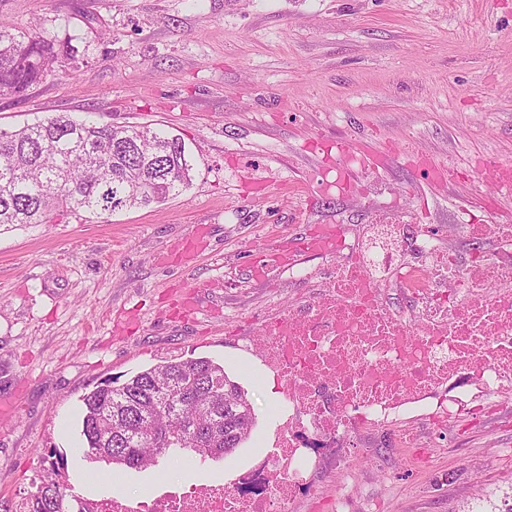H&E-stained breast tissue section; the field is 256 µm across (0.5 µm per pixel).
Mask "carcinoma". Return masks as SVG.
Returning a JSON list of instances; mask_svg holds the SVG:
<instances>
[{"mask_svg":"<svg viewBox=\"0 0 512 512\" xmlns=\"http://www.w3.org/2000/svg\"><path fill=\"white\" fill-rule=\"evenodd\" d=\"M74 36L30 34L0 20V97H21L62 60L74 59ZM193 159L181 138L148 126H99L58 113L0 130V225L57 224L159 204L192 181ZM83 460L128 469L157 466L194 452L199 461L224 458L255 424L245 391L224 366L204 358L170 360L119 385L83 396ZM28 512H84L66 487L30 495Z\"/></svg>","mask_w":512,"mask_h":512,"instance_id":"1","label":"carcinoma"}]
</instances>
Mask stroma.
Here are the masks:
<instances>
[{
  "mask_svg": "<svg viewBox=\"0 0 512 512\" xmlns=\"http://www.w3.org/2000/svg\"><path fill=\"white\" fill-rule=\"evenodd\" d=\"M0 19L74 35L77 57L0 97V128L67 112L171 132L196 161L164 204L0 227V396L17 399L0 427V512H25L57 477L83 500L231 484L273 450L282 398L241 345L288 299L282 254L320 265L304 247L314 230L384 212L443 231L512 217V197L478 177L484 157L512 162V0H0ZM195 358L253 404L233 454L146 470L73 459L84 394ZM357 442L350 512H468L478 492L491 512L512 507V392L423 437L426 469L388 437Z\"/></svg>",
  "mask_w": 512,
  "mask_h": 512,
  "instance_id": "obj_1",
  "label": "stroma"
}]
</instances>
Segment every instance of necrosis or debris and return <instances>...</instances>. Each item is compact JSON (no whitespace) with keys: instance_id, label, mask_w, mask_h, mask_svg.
I'll return each instance as SVG.
<instances>
[{"instance_id":"4bbe7bcc","label":"necrosis or debris","mask_w":512,"mask_h":512,"mask_svg":"<svg viewBox=\"0 0 512 512\" xmlns=\"http://www.w3.org/2000/svg\"><path fill=\"white\" fill-rule=\"evenodd\" d=\"M492 241L461 264L449 237ZM295 289L247 338L280 380L276 449L232 486H168L88 500L86 512H302L325 466L347 473L364 431L411 447L416 422L445 427L512 390V224L424 231L391 213L338 229L328 276L288 265Z\"/></svg>"}]
</instances>
